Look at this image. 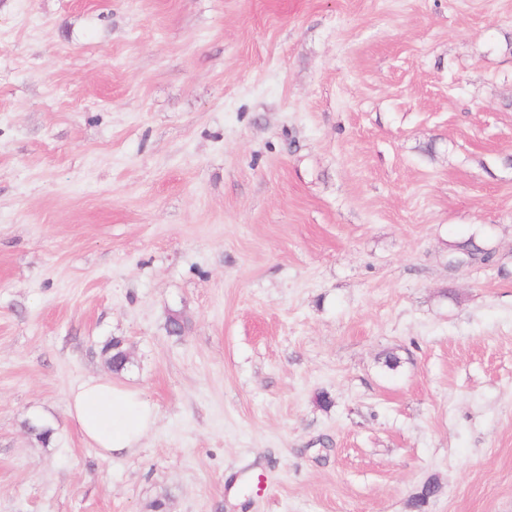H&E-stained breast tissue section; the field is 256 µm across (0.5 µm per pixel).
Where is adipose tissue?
Wrapping results in <instances>:
<instances>
[{
    "label": "adipose tissue",
    "instance_id": "obj_1",
    "mask_svg": "<svg viewBox=\"0 0 512 512\" xmlns=\"http://www.w3.org/2000/svg\"><path fill=\"white\" fill-rule=\"evenodd\" d=\"M68 412L105 456L138 447L156 421L153 407L137 393L100 377L86 379L71 392Z\"/></svg>",
    "mask_w": 512,
    "mask_h": 512
}]
</instances>
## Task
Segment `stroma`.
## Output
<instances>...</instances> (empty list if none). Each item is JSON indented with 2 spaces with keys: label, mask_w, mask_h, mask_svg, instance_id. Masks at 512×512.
Segmentation results:
<instances>
[{
  "label": "stroma",
  "mask_w": 512,
  "mask_h": 512,
  "mask_svg": "<svg viewBox=\"0 0 512 512\" xmlns=\"http://www.w3.org/2000/svg\"><path fill=\"white\" fill-rule=\"evenodd\" d=\"M0 512H512V0H0ZM68 412L103 456L138 448L156 421L153 407L137 393L100 377L86 379L71 392Z\"/></svg>",
  "instance_id": "1"
}]
</instances>
